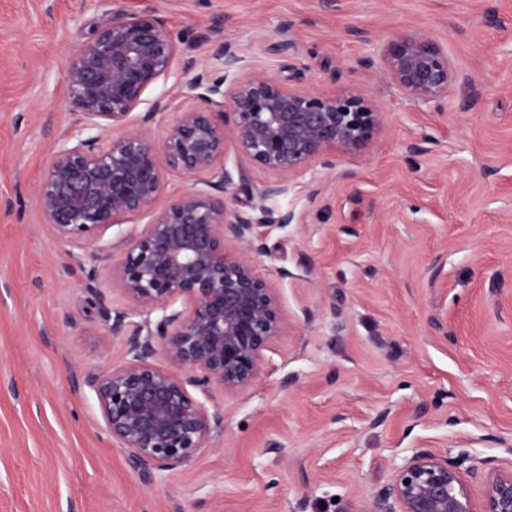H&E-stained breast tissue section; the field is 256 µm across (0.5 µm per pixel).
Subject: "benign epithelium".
Wrapping results in <instances>:
<instances>
[{
	"instance_id": "7a95c632",
	"label": "benign epithelium",
	"mask_w": 512,
	"mask_h": 512,
	"mask_svg": "<svg viewBox=\"0 0 512 512\" xmlns=\"http://www.w3.org/2000/svg\"><path fill=\"white\" fill-rule=\"evenodd\" d=\"M267 53L279 69L297 71L291 40H272ZM208 56L216 65L180 57L151 10H104L71 55L74 131L37 187L43 231L76 261L90 251L98 266L86 272V286L101 300L107 292L118 299L103 310L112 338L125 340L124 358L84 382L146 487L224 439V412L208 405L212 390L234 396L252 387L282 333L278 288L255 267L264 253L256 227L299 224L302 214L269 201L301 184L313 160L332 168L330 151L361 150L379 123L356 89L328 96L287 85L222 38L210 42ZM385 63L384 75L422 103L457 79L447 51L421 34L392 41ZM180 73L199 105L160 136L143 122L130 125L146 90ZM228 139L275 176L247 210L225 169ZM161 157L173 171L206 175L207 189L151 209L162 191ZM144 212L142 229L109 235ZM483 464L416 448L369 512H512V469L490 472L481 501L472 498L467 478Z\"/></svg>"
}]
</instances>
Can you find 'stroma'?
Masks as SVG:
<instances>
[{"label":"stroma","instance_id":"obj_1","mask_svg":"<svg viewBox=\"0 0 512 512\" xmlns=\"http://www.w3.org/2000/svg\"><path fill=\"white\" fill-rule=\"evenodd\" d=\"M152 10L208 63L223 33L276 72L286 34L304 84L358 89L381 114L258 230L257 271L286 325L247 392L213 401L224 440L141 486L102 429L83 374L119 361L95 294L42 230L41 175L73 130L65 76L97 0H0V512H369L411 449L512 463V0H119ZM448 52L458 76L422 104L384 76L403 34ZM370 55L377 68L358 67ZM431 134L427 153L406 146ZM241 207L268 175L225 145ZM286 446L278 459L265 451ZM267 53L279 62L280 70H288L293 73L297 71L291 62L295 56V45L289 38L273 39L267 46Z\"/></svg>","mask_w":512,"mask_h":512}]
</instances>
